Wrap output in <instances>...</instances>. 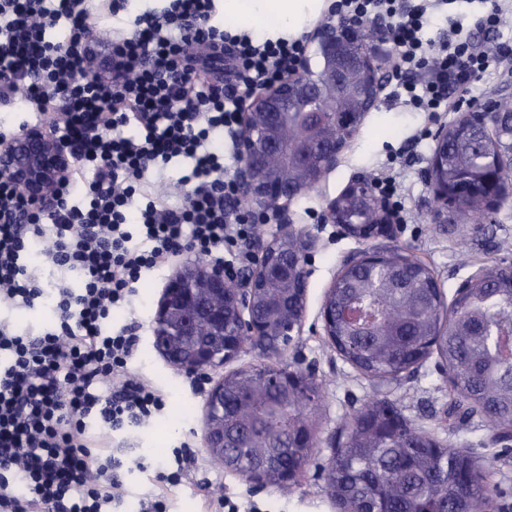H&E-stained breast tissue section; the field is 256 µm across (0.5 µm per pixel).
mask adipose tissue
Wrapping results in <instances>:
<instances>
[{
	"mask_svg": "<svg viewBox=\"0 0 512 512\" xmlns=\"http://www.w3.org/2000/svg\"><path fill=\"white\" fill-rule=\"evenodd\" d=\"M332 0H218L224 24L261 38H292L310 28Z\"/></svg>",
	"mask_w": 512,
	"mask_h": 512,
	"instance_id": "adipose-tissue-1",
	"label": "adipose tissue"
}]
</instances>
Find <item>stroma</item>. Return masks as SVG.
Wrapping results in <instances>:
<instances>
[{"label":"stroma","instance_id":"35a3bbf8","mask_svg":"<svg viewBox=\"0 0 512 512\" xmlns=\"http://www.w3.org/2000/svg\"><path fill=\"white\" fill-rule=\"evenodd\" d=\"M454 113L442 112L428 117L395 101L381 92L374 109L364 120L336 167L328 171L318 185L288 206L295 225L317 238L308 266V295L303 333L297 348L285 352L281 366L311 367L322 384L321 409L316 416L323 445L319 459L332 453L331 436L364 402L375 397L396 400L403 414L431 432H441L448 425L450 399L448 382L437 367L436 358L427 359L413 373L397 380L378 383L368 380L344 362L329 345L321 331L319 310L326 292L339 273L344 260L357 252L379 245L388 251L409 254L428 264L434 271L446 297H453L458 283L478 268L505 262L512 264V182L506 186V198L480 223L459 216H449L438 223L436 203L424 172L432 155L433 135L439 125L451 123ZM390 172L399 181L410 221L391 227L389 237L365 239L344 235L341 227L326 219V206L356 174L376 176ZM467 258H460V250ZM169 274L161 268L142 279L133 309L116 308L110 325L120 328L134 322L139 326L140 341L131 362L134 370L159 387L168 399L165 413L157 420L132 430L120 441L121 454L143 456L155 465L169 462L171 448L183 440L197 445L196 456L213 483L214 490L249 512L259 505L261 512H336L328 498L323 480L306 476L302 485L288 490L251 488L246 479L214 465L201 450V426L205 391L203 382L169 366L153 349L149 326L156 301ZM446 443L471 450L474 456L492 461L493 508L491 512H512V452L491 442L485 420L474 416L468 431L447 435Z\"/></svg>","mask_w":512,"mask_h":512}]
</instances>
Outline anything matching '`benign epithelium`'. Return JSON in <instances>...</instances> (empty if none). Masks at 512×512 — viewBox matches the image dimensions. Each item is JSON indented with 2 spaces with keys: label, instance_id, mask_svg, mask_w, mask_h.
I'll list each match as a JSON object with an SVG mask.
<instances>
[{
  "label": "benign epithelium",
  "instance_id": "1",
  "mask_svg": "<svg viewBox=\"0 0 512 512\" xmlns=\"http://www.w3.org/2000/svg\"><path fill=\"white\" fill-rule=\"evenodd\" d=\"M322 68L301 67L279 84L259 92L241 116L235 180L240 202L253 214L273 216L278 231L263 242L255 268L230 278L224 267L200 258H188L175 267L157 303L150 335L155 350L177 369L206 379L203 446L209 457L224 460V376L213 372L247 349L270 353L277 336H298L306 311L307 264L314 245L311 234L286 218V205L315 187L334 167L338 155L356 132L363 115L375 107L384 74L377 64L380 48L370 37V26L341 21L326 23L318 33ZM360 80L352 99L339 97V89ZM336 99V111L353 112L338 136L326 132L336 116L320 111ZM307 120L305 139L288 143L282 130L295 120ZM470 125L502 130L504 117L485 103L471 106L450 125L435 133V147L425 176L439 204L437 214L448 213V198L458 187L448 184V134ZM280 159L279 167L269 158ZM73 163L71 149L49 128L34 126L0 142V178L12 183L26 200L52 206L50 188L62 181ZM492 175L485 183V209L499 205L503 187L512 176V148L497 146ZM368 179L355 176L326 206L327 219L351 236L367 238L389 229L387 211L373 191L360 194ZM357 200L371 219L351 224L347 206ZM299 235L304 248L288 250V240Z\"/></svg>",
  "mask_w": 512,
  "mask_h": 512
}]
</instances>
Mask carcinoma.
I'll list each match as a JSON object with an SVG mask.
<instances>
[{"label": "carcinoma", "mask_w": 512, "mask_h": 512, "mask_svg": "<svg viewBox=\"0 0 512 512\" xmlns=\"http://www.w3.org/2000/svg\"><path fill=\"white\" fill-rule=\"evenodd\" d=\"M496 142L482 131L448 136V179L462 188L458 214L475 223L484 216L480 181ZM375 287L362 267L336 278V352L372 380H396L431 354L442 329L439 357L448 373L450 400L461 410L448 430L464 429L474 415L493 432L512 424V277L493 267L483 282L454 296L445 311L432 270L405 254L388 256ZM321 384L275 394L239 369L224 378V434L238 446L224 454V468L243 476L263 470L273 487L290 464L310 461L315 448H295L304 432H316ZM337 512H488L492 463L467 448L443 443L382 397L365 402L341 429L332 454L320 465Z\"/></svg>", "instance_id": "cac0c4a2"}]
</instances>
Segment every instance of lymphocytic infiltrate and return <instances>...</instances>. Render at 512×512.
I'll list each match as a JSON object with an SVG mask.
<instances>
[{"label":"lymphocytic infiltrate","instance_id":"lymphocytic-infiltrate-1","mask_svg":"<svg viewBox=\"0 0 512 512\" xmlns=\"http://www.w3.org/2000/svg\"><path fill=\"white\" fill-rule=\"evenodd\" d=\"M87 0H0V103L25 89L29 108L54 104L57 136L73 152L70 177L41 211L0 179V512H118L127 474L142 457L111 452L112 440L166 409L160 389L131 371L139 338L114 330L112 310L134 304L137 283L185 251L233 276L251 264L256 223L226 203L221 131H234L246 97L301 67L302 40H262L210 22L214 0H169L137 13L97 66ZM441 0H335L333 13L379 18L399 63L401 104L452 111L489 71L512 70V42L478 41L457 20L438 44L422 32ZM136 135H125L128 126ZM193 166L182 186L163 169ZM51 304L54 322L35 331L8 313ZM139 512H166L187 480L224 512L211 481L192 479L190 442L173 448Z\"/></svg>","mask_w":512,"mask_h":512}]
</instances>
